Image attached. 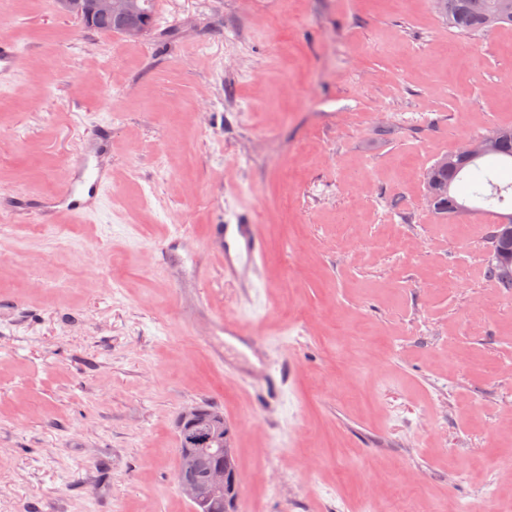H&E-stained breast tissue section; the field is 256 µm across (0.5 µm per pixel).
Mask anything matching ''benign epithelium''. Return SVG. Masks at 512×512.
<instances>
[{
	"label": "benign epithelium",
	"mask_w": 512,
	"mask_h": 512,
	"mask_svg": "<svg viewBox=\"0 0 512 512\" xmlns=\"http://www.w3.org/2000/svg\"><path fill=\"white\" fill-rule=\"evenodd\" d=\"M51 6L87 24L107 22L133 42L150 29V21L141 10V0H52ZM178 422L184 437L177 471L180 493L192 503L224 499L228 475L224 460L207 463V454L212 449L200 447L209 441L230 447L224 412L219 408L190 406L179 413Z\"/></svg>",
	"instance_id": "1"
}]
</instances>
